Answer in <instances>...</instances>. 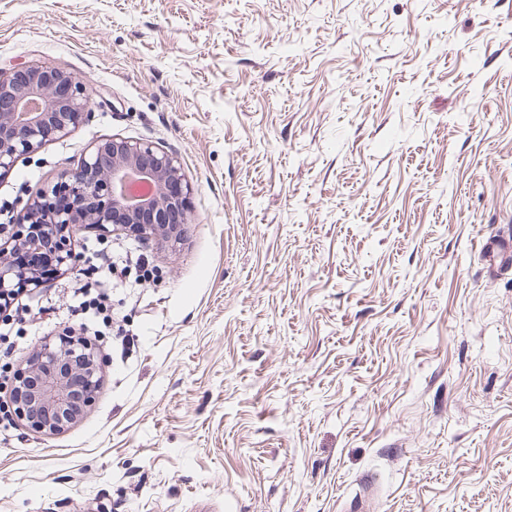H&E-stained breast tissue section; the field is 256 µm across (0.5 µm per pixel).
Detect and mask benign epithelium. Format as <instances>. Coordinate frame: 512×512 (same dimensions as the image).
<instances>
[{
	"label": "benign epithelium",
	"instance_id": "1",
	"mask_svg": "<svg viewBox=\"0 0 512 512\" xmlns=\"http://www.w3.org/2000/svg\"><path fill=\"white\" fill-rule=\"evenodd\" d=\"M88 96L78 79L49 66L31 64L0 73V174L37 153L88 118ZM131 181L153 184L147 198H130ZM190 186L179 158L150 142L123 137L92 147L74 169L22 203L12 223L0 226L12 248H31L62 267L74 261L73 234L83 208L87 224L103 231L120 230L139 238L179 242L189 223ZM0 248V316L4 301L18 288L41 281L8 259ZM100 364L90 344L70 336L46 343L7 386L16 419L29 430L54 434L74 423L95 402Z\"/></svg>",
	"mask_w": 512,
	"mask_h": 512
}]
</instances>
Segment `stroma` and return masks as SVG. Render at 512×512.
Here are the masks:
<instances>
[{
	"label": "stroma",
	"mask_w": 512,
	"mask_h": 512,
	"mask_svg": "<svg viewBox=\"0 0 512 512\" xmlns=\"http://www.w3.org/2000/svg\"><path fill=\"white\" fill-rule=\"evenodd\" d=\"M45 64L88 121L0 176L25 190L118 135L175 153V246L80 226L34 289L25 366L71 329L89 249L135 243L60 433L0 410V512H512V0H0V71ZM481 253L489 261V273L496 275L503 269H508L512 261V237L510 234L485 237L481 241Z\"/></svg>",
	"instance_id": "1"
}]
</instances>
